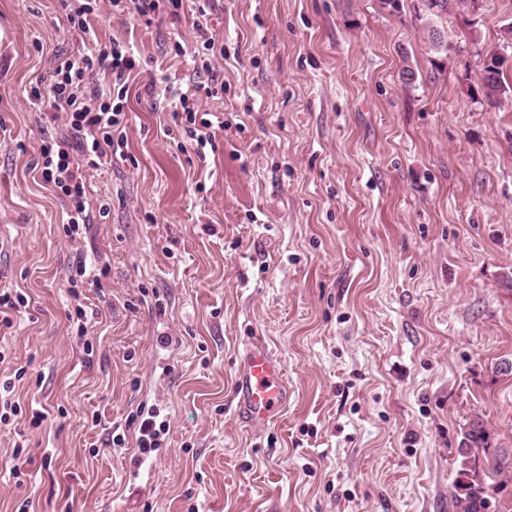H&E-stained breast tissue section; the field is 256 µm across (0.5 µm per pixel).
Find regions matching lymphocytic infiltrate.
Segmentation results:
<instances>
[{
	"instance_id": "obj_1",
	"label": "lymphocytic infiltrate",
	"mask_w": 512,
	"mask_h": 512,
	"mask_svg": "<svg viewBox=\"0 0 512 512\" xmlns=\"http://www.w3.org/2000/svg\"><path fill=\"white\" fill-rule=\"evenodd\" d=\"M164 2L176 17L197 7V0H71L68 19L72 27L89 37L93 34L90 17L101 6L132 10L147 17ZM136 66L135 56L120 43L100 45L88 53L58 58L45 90L33 92L34 98L44 99L51 112L63 114L68 129L66 135L43 144L40 153L44 181L59 189L71 204L67 233L79 232L91 220L86 170L99 167L126 144L123 101L127 96L126 78ZM214 93L211 86L188 81L177 92L180 108L172 114L178 136L201 159L205 158V149L212 144L217 131L223 129L224 118L216 113L208 118L198 117L191 104L199 95ZM25 374V369H17L14 379L0 383L1 425L15 428L27 423L36 428L45 419L43 412H27L19 401L10 397L16 380Z\"/></svg>"
}]
</instances>
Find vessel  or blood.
<instances>
[{"label": "vessel or blood", "mask_w": 512, "mask_h": 512, "mask_svg": "<svg viewBox=\"0 0 512 512\" xmlns=\"http://www.w3.org/2000/svg\"><path fill=\"white\" fill-rule=\"evenodd\" d=\"M236 412L252 427L275 420L289 400L284 368L277 357L259 342L246 349L235 380Z\"/></svg>", "instance_id": "vessel-or-blood-1"}]
</instances>
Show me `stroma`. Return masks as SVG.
<instances>
[{
	"instance_id": "obj_1",
	"label": "stroma",
	"mask_w": 512,
	"mask_h": 512,
	"mask_svg": "<svg viewBox=\"0 0 512 512\" xmlns=\"http://www.w3.org/2000/svg\"><path fill=\"white\" fill-rule=\"evenodd\" d=\"M419 7L209 0L224 55L201 73L195 13L99 14L138 67L127 156L86 172L110 211L72 240L37 166L60 131L30 89L82 41L60 0H0V289L32 301L0 378L27 366L15 394L49 414L20 484L0 430V512H455L472 415L512 458V100L462 91L490 52L512 76V0L440 21L439 52ZM196 73L222 89L195 112L226 124L203 162L163 132L175 98L144 91ZM82 261L109 282L85 339L66 317ZM256 340L290 393L261 429L233 402ZM155 403L168 431L137 494L128 422Z\"/></svg>"
}]
</instances>
